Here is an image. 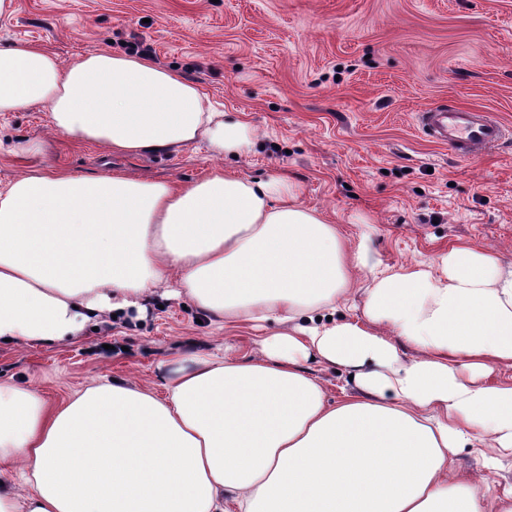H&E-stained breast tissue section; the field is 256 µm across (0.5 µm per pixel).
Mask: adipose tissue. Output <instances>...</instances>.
Wrapping results in <instances>:
<instances>
[{
  "instance_id": "adipose-tissue-1",
  "label": "adipose tissue",
  "mask_w": 512,
  "mask_h": 512,
  "mask_svg": "<svg viewBox=\"0 0 512 512\" xmlns=\"http://www.w3.org/2000/svg\"><path fill=\"white\" fill-rule=\"evenodd\" d=\"M32 106L108 153L203 141L244 157L256 139L133 53L0 47V114ZM19 153L26 170L0 184V342L70 340L162 286L261 334L250 356L192 358L162 397L116 380L50 410L0 382V512H485L451 457L478 442L512 456V383L488 381L512 368V265L495 251L383 274L281 175L80 177L39 164L40 144ZM363 273L362 320H327ZM312 358L353 371L359 394L330 400Z\"/></svg>"
}]
</instances>
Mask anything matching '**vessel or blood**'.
Masks as SVG:
<instances>
[{
    "label": "vessel or blood",
    "instance_id": "1",
    "mask_svg": "<svg viewBox=\"0 0 512 512\" xmlns=\"http://www.w3.org/2000/svg\"><path fill=\"white\" fill-rule=\"evenodd\" d=\"M417 122L429 138L447 145L463 161L494 149L506 135L498 120L454 105L418 113Z\"/></svg>",
    "mask_w": 512,
    "mask_h": 512
}]
</instances>
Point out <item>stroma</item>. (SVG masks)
<instances>
[{
  "instance_id": "1",
  "label": "stroma",
  "mask_w": 512,
  "mask_h": 512,
  "mask_svg": "<svg viewBox=\"0 0 512 512\" xmlns=\"http://www.w3.org/2000/svg\"><path fill=\"white\" fill-rule=\"evenodd\" d=\"M21 39L65 60L149 45L156 64L177 67L217 109L243 111L257 139L243 159L202 143L108 154L51 132L33 107L0 115V183L24 171L8 150L29 141L44 143L42 163L84 177L185 182L224 165L251 178L284 173L387 272L435 265L464 243L512 263V138L466 162L416 121L451 103L512 129V0H14L0 15V46ZM225 346L247 355L251 331L151 297L126 325L54 345L1 342L0 382L34 387L52 407L100 377L161 396L179 361ZM455 468L487 498L512 491L511 460L492 469L461 448Z\"/></svg>"
}]
</instances>
